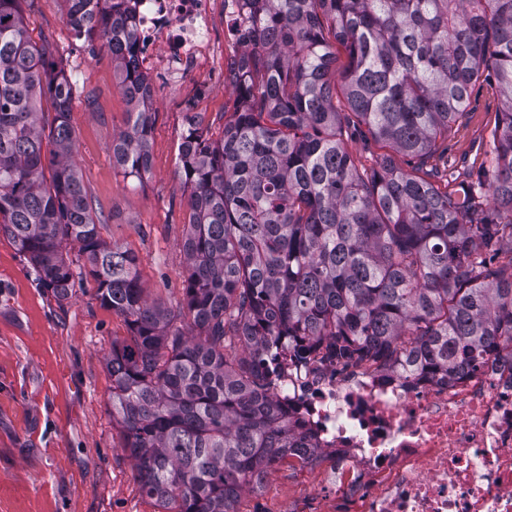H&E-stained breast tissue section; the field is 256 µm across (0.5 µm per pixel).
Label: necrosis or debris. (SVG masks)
<instances>
[{
    "instance_id": "1",
    "label": "necrosis or debris",
    "mask_w": 512,
    "mask_h": 512,
    "mask_svg": "<svg viewBox=\"0 0 512 512\" xmlns=\"http://www.w3.org/2000/svg\"><path fill=\"white\" fill-rule=\"evenodd\" d=\"M137 62L166 93L222 43L211 0H136ZM270 393L304 423V462L345 493L340 512H512V359L447 380L408 369L345 371L280 342Z\"/></svg>"
}]
</instances>
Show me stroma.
<instances>
[{"mask_svg": "<svg viewBox=\"0 0 512 512\" xmlns=\"http://www.w3.org/2000/svg\"><path fill=\"white\" fill-rule=\"evenodd\" d=\"M64 11L63 0H35L25 18L34 41L58 45L57 66L76 84L70 122L88 201L103 238L138 257L149 298L179 311L187 215L179 148L191 113L209 140L223 137L238 104L234 85L219 57L201 76L209 86L205 96L188 83L151 102V171L143 184L132 183L112 166V140L125 129L128 112L112 55L75 39ZM497 110L487 90L473 89L468 115L441 143L449 161L463 167L484 159ZM95 293L89 277L68 303L58 304L0 235V512H158L134 477L109 404L106 358L130 333ZM293 504L327 512L333 502L304 465L283 461L261 491L243 494L238 510L289 512Z\"/></svg>", "mask_w": 512, "mask_h": 512, "instance_id": "obj_1", "label": "stroma"}]
</instances>
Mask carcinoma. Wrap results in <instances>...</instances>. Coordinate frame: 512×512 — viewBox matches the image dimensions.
<instances>
[{"label":"carcinoma","instance_id":"carcinoma-1","mask_svg":"<svg viewBox=\"0 0 512 512\" xmlns=\"http://www.w3.org/2000/svg\"><path fill=\"white\" fill-rule=\"evenodd\" d=\"M23 2L0 0V235L58 302L90 276L124 318L130 339L106 358L112 421L160 512H237L305 447L269 392L280 336L299 359L450 379L512 345V0H241L238 108L218 141L189 118L180 145L177 314L101 236L73 158L76 88ZM66 2L75 38L112 53L130 106L112 163L140 185L153 113L128 0ZM478 83L499 104L490 164H431ZM350 126L381 150L369 168Z\"/></svg>","mask_w":512,"mask_h":512}]
</instances>
